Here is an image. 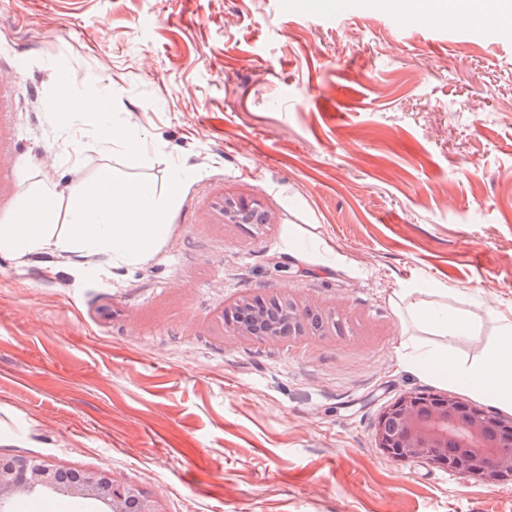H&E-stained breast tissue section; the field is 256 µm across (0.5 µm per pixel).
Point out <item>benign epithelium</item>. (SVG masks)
<instances>
[{
  "label": "benign epithelium",
  "mask_w": 512,
  "mask_h": 512,
  "mask_svg": "<svg viewBox=\"0 0 512 512\" xmlns=\"http://www.w3.org/2000/svg\"><path fill=\"white\" fill-rule=\"evenodd\" d=\"M209 223L264 232L278 223L261 199L224 191ZM217 318L224 336L240 342L278 345L334 342L343 335L345 313L302 293L263 296L242 293L224 303ZM375 448L396 461L424 462L494 489L512 478V425L453 392L406 391L381 408L374 424ZM67 495L89 501L99 512H164L138 486L105 469L66 474L56 465L24 455L0 457V512H13L29 497Z\"/></svg>",
  "instance_id": "benign-epithelium-1"
}]
</instances>
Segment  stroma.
Wrapping results in <instances>:
<instances>
[{"mask_svg":"<svg viewBox=\"0 0 512 512\" xmlns=\"http://www.w3.org/2000/svg\"><path fill=\"white\" fill-rule=\"evenodd\" d=\"M352 0H0V225L55 188V234L109 179L167 198L144 257L0 250V455L109 469L164 512H512L374 445L380 408L443 384L408 368L416 282L496 330L512 308V25ZM143 139L130 162L48 111L60 80ZM188 179L173 184L175 169ZM266 201L253 236L207 221ZM244 292L348 308L334 343L225 340ZM211 224L263 233L278 224L277 214L261 199L236 191H224L208 214Z\"/></svg>","mask_w":512,"mask_h":512,"instance_id":"1","label":"stroma"}]
</instances>
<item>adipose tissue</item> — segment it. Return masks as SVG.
Segmentation results:
<instances>
[{"mask_svg": "<svg viewBox=\"0 0 512 512\" xmlns=\"http://www.w3.org/2000/svg\"><path fill=\"white\" fill-rule=\"evenodd\" d=\"M437 16L462 14L479 24L498 25L512 17V0H434ZM54 197L34 194L26 210L29 222L0 226V250L24 255L44 248L84 249L104 252L113 258H134L145 254L166 233V203L143 183L110 180L86 194L67 218L69 234L53 236L49 223L54 215ZM420 286L401 288L396 296L404 316L428 335L448 341L449 346L467 339L472 354L466 359L452 357L448 348L438 349L426 342L402 344L404 362L458 392L483 399L495 408L512 413V309L492 310L497 338H482L483 324L468 311L423 299Z\"/></svg>", "mask_w": 512, "mask_h": 512, "instance_id": "1", "label": "adipose tissue"}]
</instances>
